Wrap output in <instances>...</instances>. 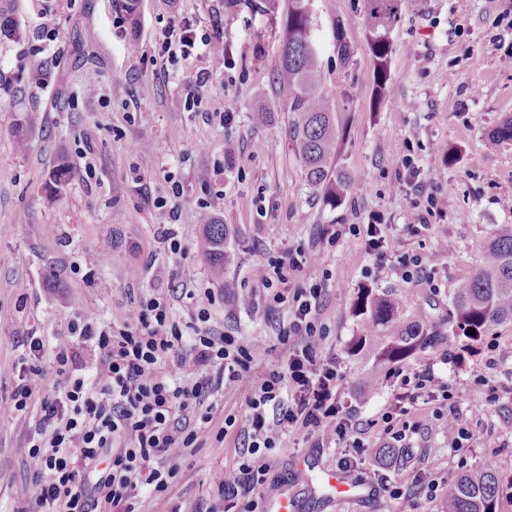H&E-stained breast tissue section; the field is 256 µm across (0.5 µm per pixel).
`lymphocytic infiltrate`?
I'll list each match as a JSON object with an SVG mask.
<instances>
[{"label": "lymphocytic infiltrate", "mask_w": 512, "mask_h": 512, "mask_svg": "<svg viewBox=\"0 0 512 512\" xmlns=\"http://www.w3.org/2000/svg\"><path fill=\"white\" fill-rule=\"evenodd\" d=\"M210 37H198L196 24L171 19L155 47V59L196 55ZM301 251L258 265L255 277L267 292L268 307L286 305L289 319L277 339L286 348L277 368L262 380L249 374L251 351L238 337L211 332L208 322L219 295L211 288H185L195 313L190 322L173 321L167 300L142 297L133 322L114 326L90 311L67 323L68 338L54 353L58 388L48 389L40 363L44 342L31 337L30 354L11 394L10 409L35 419L27 439L32 472L33 512H138L139 489L166 491L181 467L174 448L195 449L199 432L211 420L212 396L225 382L244 392L243 421L226 417L217 438L236 428L235 467L217 485L207 512L227 502H243L257 512L256 492L267 481L266 456L277 433L294 429L342 442L338 466L355 475L369 446L353 421L351 408L337 396L335 360L317 346L325 288L314 283L293 290L290 272L301 269ZM98 353L85 365L78 345ZM190 365L185 381L161 371L166 363Z\"/></svg>", "instance_id": "obj_1"}]
</instances>
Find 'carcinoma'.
I'll return each mask as SVG.
<instances>
[{
  "label": "carcinoma",
  "mask_w": 512,
  "mask_h": 512,
  "mask_svg": "<svg viewBox=\"0 0 512 512\" xmlns=\"http://www.w3.org/2000/svg\"><path fill=\"white\" fill-rule=\"evenodd\" d=\"M15 0H0V39L21 34L15 14ZM402 0H366L364 24L367 45L377 61L378 86H383L385 67L392 53L390 34L398 19ZM318 59L311 41L310 0H288L284 38L277 80L288 92V109L293 114L290 137L302 163L309 185L321 190L326 204L341 203L353 183L337 167L339 152L336 110L318 84ZM512 142V117L490 136L489 144ZM68 180V165L62 161L45 185L49 197L58 196ZM204 261L219 270L224 267V224L204 225ZM398 299L379 297L364 290L356 308L372 322L390 320L398 309ZM452 306L456 327L472 338L485 335L493 326L512 321V229L503 232L488 246L475 273L454 288ZM428 342L419 333L396 336L382 353L393 361ZM446 512H499L497 472L486 463L477 470L448 481Z\"/></svg>",
  "instance_id": "carcinoma-1"
}]
</instances>
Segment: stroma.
<instances>
[{
    "label": "stroma",
    "instance_id": "1",
    "mask_svg": "<svg viewBox=\"0 0 512 512\" xmlns=\"http://www.w3.org/2000/svg\"><path fill=\"white\" fill-rule=\"evenodd\" d=\"M318 79L333 102L339 128V164L353 190L335 207L309 187L289 139L288 97L275 80L288 0H140L130 22L118 0H16L17 17L34 30L45 24L49 40L0 42V512L27 506L32 492L24 464L30 417L9 409L16 366L26 338L44 337L42 364L65 340L74 313L88 310L105 321H130L143 296L170 297L175 288L221 292L209 325L243 337L252 350L251 375L261 379L284 354L277 339L287 307L263 309L256 267L287 251L307 262L291 273L288 288L326 276V302L318 342L335 360L337 395L357 410L356 420L375 447L390 438L380 423L395 411L401 375L428 371L453 393L467 438L453 448L432 404L416 406L400 455L386 466L401 495L376 491L357 504L316 500L296 472L306 455L336 466L342 445L313 447L304 432L280 433L267 459L263 499L292 492L298 512H440L450 479L494 460L502 512H512V322L475 343L459 336L451 296L470 277L488 245L512 226V143L497 150L486 140L512 116V0H403L391 33L393 53L384 89L366 46L365 0H310ZM197 21L198 35L219 29L223 54L204 52L187 61L153 63L151 56L170 16ZM344 27L354 52L336 53ZM208 70V84L195 75ZM198 92L199 108L187 96ZM270 114L255 120L256 109ZM232 120H224V113ZM28 147L16 148L17 133ZM236 149L228 153L225 142ZM411 149L431 165L439 149L451 158L425 174L416 189L401 174L399 158ZM71 165L56 198L43 190L59 156ZM175 196L185 253L163 250L155 239L160 219L154 198ZM436 198L433 212L417 207L420 195ZM388 224L386 261L377 266L358 234L369 214ZM228 228V258L215 272L201 258L203 225ZM425 221L415 234L411 224ZM337 232L336 240L326 231ZM448 256H439L442 243ZM426 258V274L404 282L400 255ZM94 272V281L84 278ZM395 294L402 303L377 325L356 314L362 289ZM422 329L434 344L401 359L382 361L392 337ZM495 367L485 363L488 343ZM495 405H487V392ZM237 436H204L201 448L182 457L179 480L161 495L141 493L140 512H171L174 504L209 505L224 472L233 469ZM439 483L433 493L413 483L418 472Z\"/></svg>",
    "mask_w": 512,
    "mask_h": 512
}]
</instances>
